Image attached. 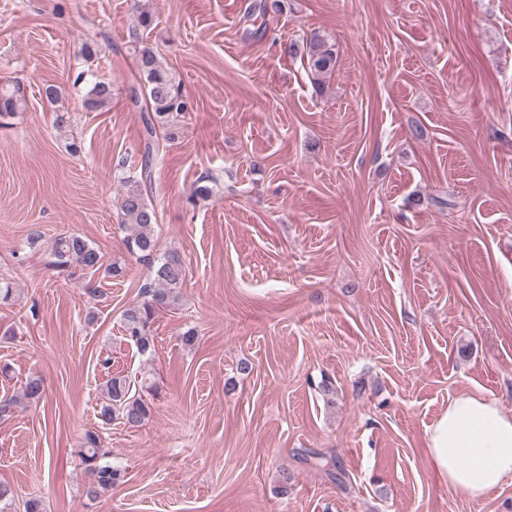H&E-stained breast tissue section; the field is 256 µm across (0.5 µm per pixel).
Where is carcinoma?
<instances>
[{
	"label": "carcinoma",
	"instance_id": "1",
	"mask_svg": "<svg viewBox=\"0 0 512 512\" xmlns=\"http://www.w3.org/2000/svg\"><path fill=\"white\" fill-rule=\"evenodd\" d=\"M281 9V0H255L248 7L247 17L257 14L264 18ZM132 50L138 79L129 87L128 95L131 103L140 107L144 145L140 165L132 171L123 172L120 178L119 209L121 227L126 233V250L148 266L149 278L141 286V300L123 310L121 326L126 339L136 347L140 355L145 356L154 349L152 325L156 314L161 308L179 299L186 270L178 255H157L154 228L158 224V216L155 207L147 200L143 186L151 179L155 160L159 156L158 131H163L166 139L175 138L177 122L191 110L192 105L180 84L176 83L173 74L159 60L153 47L137 39ZM284 52L304 62L317 86L321 85L322 78L332 73L336 66L334 45L316 33L301 41L285 43ZM81 83L87 87L84 96L86 109L98 111L112 104V82L82 70L74 78V84ZM25 101V92L21 85L0 86V127L4 126V119L12 118L21 111ZM218 193L217 179L205 175L193 183L188 200L195 205L215 197ZM26 243L30 248L43 247L49 251L52 257L51 266L60 273L67 272L73 276L78 268L95 272L102 269L105 276L112 279H118L124 274L123 267L116 263L104 265L99 251L76 233L59 234L47 239L41 227L34 225L27 234ZM139 386L140 392L134 393L126 376H110L105 384V401L99 411L102 422L109 424L119 419L130 428L140 427L150 414L147 396L158 389L154 374L142 372ZM44 394L41 377L30 376L26 379L23 386V396L26 399L38 402ZM77 455L93 477L86 488L88 497L97 498L124 482L125 470L112 463L111 452L102 446L99 434L86 432L79 444Z\"/></svg>",
	"mask_w": 512,
	"mask_h": 512
}]
</instances>
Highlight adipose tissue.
<instances>
[{
    "instance_id": "obj_1",
    "label": "adipose tissue",
    "mask_w": 512,
    "mask_h": 512,
    "mask_svg": "<svg viewBox=\"0 0 512 512\" xmlns=\"http://www.w3.org/2000/svg\"><path fill=\"white\" fill-rule=\"evenodd\" d=\"M427 451L449 490L483 499L512 478V409L479 394L457 395L428 429Z\"/></svg>"
}]
</instances>
